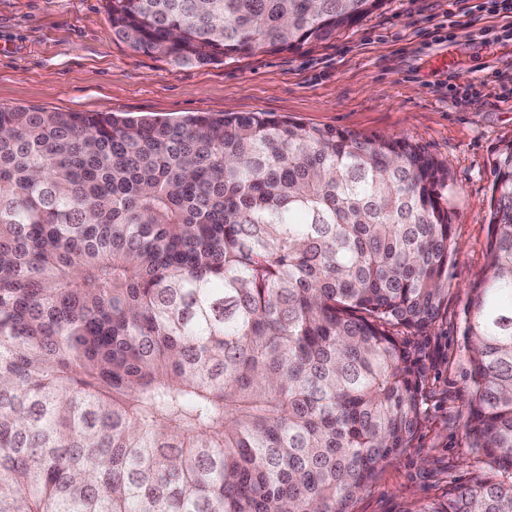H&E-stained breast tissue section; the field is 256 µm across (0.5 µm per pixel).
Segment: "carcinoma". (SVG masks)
<instances>
[{
    "mask_svg": "<svg viewBox=\"0 0 512 512\" xmlns=\"http://www.w3.org/2000/svg\"><path fill=\"white\" fill-rule=\"evenodd\" d=\"M383 0H106L184 66L332 38ZM468 434L512 512V140L488 158ZM453 187L407 136L268 112L0 107V512H352L424 420Z\"/></svg>",
    "mask_w": 512,
    "mask_h": 512,
    "instance_id": "carcinoma-1",
    "label": "carcinoma"
}]
</instances>
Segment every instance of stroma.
Listing matches in <instances>:
<instances>
[{
  "mask_svg": "<svg viewBox=\"0 0 512 512\" xmlns=\"http://www.w3.org/2000/svg\"><path fill=\"white\" fill-rule=\"evenodd\" d=\"M481 0H385L326 41L180 66L112 33L104 0H0V107L176 119L269 112L355 133L412 137L448 170L453 262L448 309L421 338L425 421L352 512H407L490 477L466 436L473 401L469 298L486 274L488 156L512 140V17ZM452 64H445V57Z\"/></svg>",
  "mask_w": 512,
  "mask_h": 512,
  "instance_id": "35a3bbf8",
  "label": "stroma"
}]
</instances>
